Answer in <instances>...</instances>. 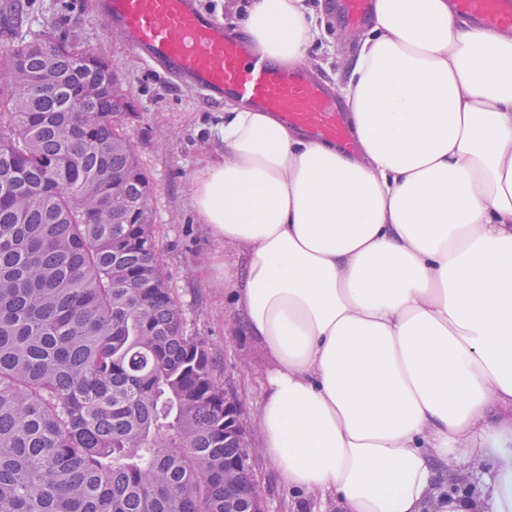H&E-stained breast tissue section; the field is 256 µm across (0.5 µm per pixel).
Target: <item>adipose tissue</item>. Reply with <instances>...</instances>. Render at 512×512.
I'll list each match as a JSON object with an SVG mask.
<instances>
[{
    "instance_id": "1",
    "label": "adipose tissue",
    "mask_w": 512,
    "mask_h": 512,
    "mask_svg": "<svg viewBox=\"0 0 512 512\" xmlns=\"http://www.w3.org/2000/svg\"><path fill=\"white\" fill-rule=\"evenodd\" d=\"M241 24L285 68L322 36L311 0ZM344 94L354 152L230 105L186 182L268 359V458L317 512H512V34L372 0Z\"/></svg>"
}]
</instances>
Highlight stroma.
<instances>
[{
    "label": "stroma",
    "mask_w": 512,
    "mask_h": 512,
    "mask_svg": "<svg viewBox=\"0 0 512 512\" xmlns=\"http://www.w3.org/2000/svg\"><path fill=\"white\" fill-rule=\"evenodd\" d=\"M324 35L305 65L315 78L340 95L357 54L356 38L344 37L337 0H313ZM101 0H0V48L50 31L81 43L109 59L133 100L127 135L153 186V228L164 279L180 301L189 329L204 338L214 359L218 382L230 387L248 419H255L264 398L266 358L243 336L241 317L222 286L220 273L208 269L219 249L207 225L198 223L184 184L203 161L221 156L216 127L224 107L202 101L190 84L166 75L146 61L99 18ZM254 478L264 488L269 512H305L270 465L261 437L249 442Z\"/></svg>",
    "instance_id": "obj_1"
}]
</instances>
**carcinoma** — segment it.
<instances>
[{"label": "carcinoma", "mask_w": 512, "mask_h": 512, "mask_svg": "<svg viewBox=\"0 0 512 512\" xmlns=\"http://www.w3.org/2000/svg\"><path fill=\"white\" fill-rule=\"evenodd\" d=\"M104 62L0 49V512H250L208 344L157 259Z\"/></svg>", "instance_id": "carcinoma-1"}]
</instances>
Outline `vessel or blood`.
<instances>
[{
  "label": "vessel or blood",
  "instance_id": "vessel-or-blood-1",
  "mask_svg": "<svg viewBox=\"0 0 512 512\" xmlns=\"http://www.w3.org/2000/svg\"><path fill=\"white\" fill-rule=\"evenodd\" d=\"M344 22L363 25L371 0H340ZM453 10L481 27L512 30V0H452ZM101 19L119 30L148 61L178 74L210 103L231 98L273 114L312 140L351 150L345 104L300 68L250 56L240 36L204 16L194 0H103Z\"/></svg>",
  "mask_w": 512,
  "mask_h": 512
}]
</instances>
